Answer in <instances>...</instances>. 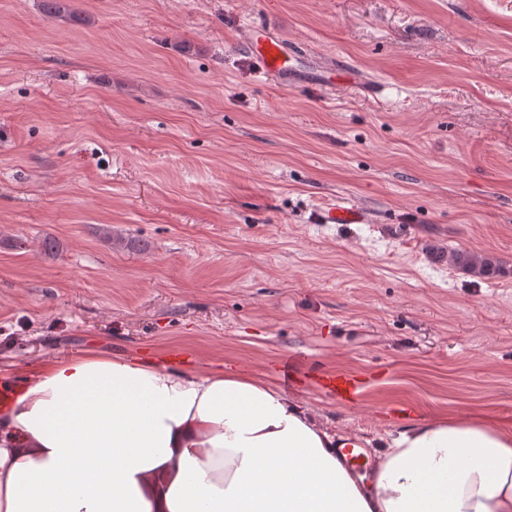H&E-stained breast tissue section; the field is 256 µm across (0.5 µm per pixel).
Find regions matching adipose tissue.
Instances as JSON below:
<instances>
[{
    "label": "adipose tissue",
    "instance_id": "1",
    "mask_svg": "<svg viewBox=\"0 0 512 512\" xmlns=\"http://www.w3.org/2000/svg\"><path fill=\"white\" fill-rule=\"evenodd\" d=\"M0 415V512H512V430L423 419L371 475L273 382L50 358Z\"/></svg>",
    "mask_w": 512,
    "mask_h": 512
}]
</instances>
